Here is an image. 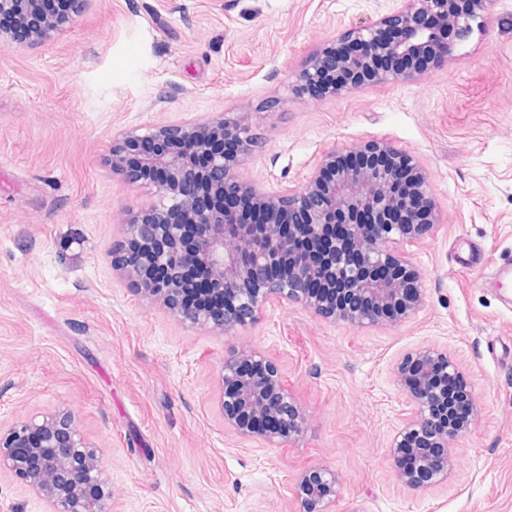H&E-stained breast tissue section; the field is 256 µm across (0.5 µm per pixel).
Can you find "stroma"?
Segmentation results:
<instances>
[{
    "label": "stroma",
    "mask_w": 512,
    "mask_h": 512,
    "mask_svg": "<svg viewBox=\"0 0 512 512\" xmlns=\"http://www.w3.org/2000/svg\"><path fill=\"white\" fill-rule=\"evenodd\" d=\"M396 0H89L54 42L0 48V421L72 408L103 451L111 512H298L294 483L333 469L336 512H512V307L463 269L512 260V0L416 79L306 102L308 56ZM247 112L241 165L301 187L322 156L384 141L425 170L439 230L406 245L425 303L350 327L283 302L230 335L190 329L112 268L126 209L158 203L108 165L113 138ZM262 352L306 418L281 447L224 424L221 362ZM448 351L480 406L448 483L403 486L387 455L406 404L394 368Z\"/></svg>",
    "instance_id": "1"
}]
</instances>
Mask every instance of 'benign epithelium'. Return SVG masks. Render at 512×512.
Returning <instances> with one entry per match:
<instances>
[{
  "label": "benign epithelium",
  "instance_id": "7a95c632",
  "mask_svg": "<svg viewBox=\"0 0 512 512\" xmlns=\"http://www.w3.org/2000/svg\"><path fill=\"white\" fill-rule=\"evenodd\" d=\"M88 0H0V46L43 44L67 32ZM389 15L355 26L312 55L295 77L299 97H336L369 83L411 81L423 59L452 48L489 20L493 0H401ZM237 142L234 156L224 142ZM255 140L242 115L222 112L131 132L112 143L110 166L133 183L149 169L164 202L125 221L112 266L180 322L218 335L252 323L267 304L289 301L352 327L400 322L422 306L421 276L395 247L437 229L428 180L413 157L371 142L330 152L301 188L271 192L240 174ZM236 184L234 206L218 203ZM203 269L212 306L184 300L182 277ZM224 422L243 438L280 445L303 432L305 416L276 367L254 349L222 362ZM460 384L469 418H435ZM395 384L411 406L390 444L398 481L445 483L454 442L478 416L472 390L448 353L405 355ZM43 500L47 512H109L112 486L98 446L70 408L0 423V475ZM300 512H332L336 472L317 467L295 487Z\"/></svg>",
  "mask_w": 512,
  "mask_h": 512
}]
</instances>
